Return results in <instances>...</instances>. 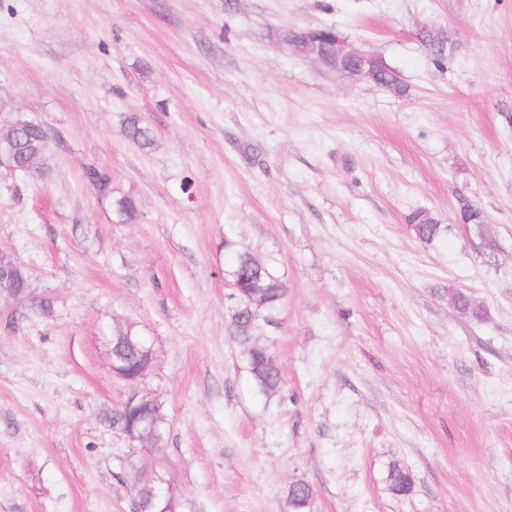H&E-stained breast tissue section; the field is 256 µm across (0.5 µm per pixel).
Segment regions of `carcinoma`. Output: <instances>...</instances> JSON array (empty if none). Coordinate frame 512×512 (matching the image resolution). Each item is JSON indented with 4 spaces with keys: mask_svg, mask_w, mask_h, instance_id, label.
Wrapping results in <instances>:
<instances>
[{
    "mask_svg": "<svg viewBox=\"0 0 512 512\" xmlns=\"http://www.w3.org/2000/svg\"><path fill=\"white\" fill-rule=\"evenodd\" d=\"M123 134L143 150L155 144L153 129L134 113L124 119ZM49 148L47 130L42 123L18 115L0 126V158L11 159L18 167H30L35 173L44 174L49 168ZM86 175L98 192L108 199L118 223L130 224L139 219V203L134 196L112 189L110 179L95 169L87 171ZM408 224L416 238L424 244L441 238L448 230L446 225L424 211L410 214ZM230 277L234 285V290L229 294L230 333L247 364L255 391L269 399L280 393L281 374L267 343L265 330L277 325L276 313L287 296L288 288L267 264L247 251L236 255ZM454 307L459 314L477 322H483L488 317L484 305L465 294L454 296ZM112 355L124 359V371L128 377L137 374L138 364L145 357V354L136 351L131 345L120 342L112 345ZM159 413L161 406L153 398L135 408L119 405L104 420L114 427ZM387 483L393 494L405 495L412 490L414 477L409 470L392 465L389 467ZM284 497L291 512H312L316 492L307 482L295 481L288 485Z\"/></svg>",
    "mask_w": 512,
    "mask_h": 512,
    "instance_id": "obj_1",
    "label": "carcinoma"
}]
</instances>
